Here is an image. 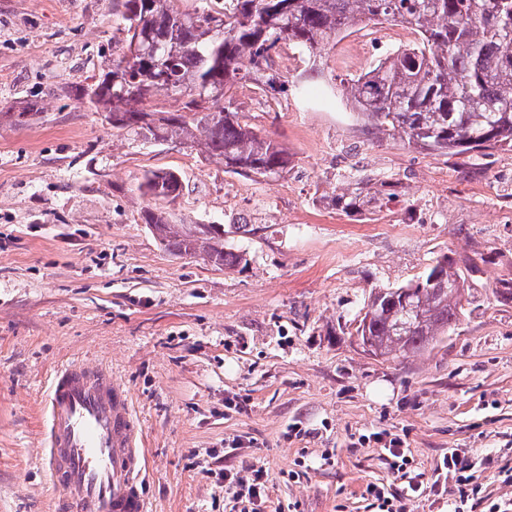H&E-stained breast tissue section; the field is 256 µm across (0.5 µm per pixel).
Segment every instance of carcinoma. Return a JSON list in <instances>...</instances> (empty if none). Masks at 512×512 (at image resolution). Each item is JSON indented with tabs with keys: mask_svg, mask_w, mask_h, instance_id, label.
I'll return each mask as SVG.
<instances>
[{
	"mask_svg": "<svg viewBox=\"0 0 512 512\" xmlns=\"http://www.w3.org/2000/svg\"><path fill=\"white\" fill-rule=\"evenodd\" d=\"M123 34L106 70L80 97L107 124L156 144L178 141L224 163V171L276 180L291 155L255 130L234 106L233 90L251 76L272 91L282 44L299 52L336 45L349 29L385 19L419 35L350 80L352 109L377 134L444 156L512 147V0H118ZM164 94L176 110L143 108ZM178 172L156 169L136 189L170 203ZM394 184L358 179L325 198L347 215L380 208ZM142 219L161 248L178 257L206 255L226 269L247 263L224 248V236L249 234L248 224H181L161 207ZM444 255L414 282L373 288L356 335L375 356L419 353L459 321L468 274Z\"/></svg>",
	"mask_w": 512,
	"mask_h": 512,
	"instance_id": "cac0c4a2",
	"label": "carcinoma"
}]
</instances>
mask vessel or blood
I'll use <instances>...</instances> for the list:
<instances>
[{
	"mask_svg": "<svg viewBox=\"0 0 512 512\" xmlns=\"http://www.w3.org/2000/svg\"><path fill=\"white\" fill-rule=\"evenodd\" d=\"M42 426L43 464L67 512H145L142 429L110 374L58 368Z\"/></svg>",
	"mask_w": 512,
	"mask_h": 512,
	"instance_id": "1",
	"label": "vessel or blood"
}]
</instances>
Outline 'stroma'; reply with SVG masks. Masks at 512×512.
Masks as SVG:
<instances>
[{"instance_id":"1","label":"stroma","mask_w":512,"mask_h":512,"mask_svg":"<svg viewBox=\"0 0 512 512\" xmlns=\"http://www.w3.org/2000/svg\"><path fill=\"white\" fill-rule=\"evenodd\" d=\"M115 0H0V512H56L41 464L44 397L66 362L111 370L147 435V512H230L225 469L266 472L264 512H451L456 448L482 458L463 512H512V150L446 157L378 139L341 98L294 91L236 101L282 143L279 181L225 172L175 142L112 132L78 93L117 47ZM412 44L410 27L361 25L309 62L281 55L307 92L380 59L364 42ZM36 106L30 122L7 113ZM173 169L177 224L243 218L245 268L163 251L142 220L144 171ZM396 181L381 211L323 204L351 181ZM443 255L475 260L454 330L406 358L364 351L353 331L372 287L415 280ZM411 451L393 470L379 442ZM421 481L418 497L403 493Z\"/></svg>"}]
</instances>
